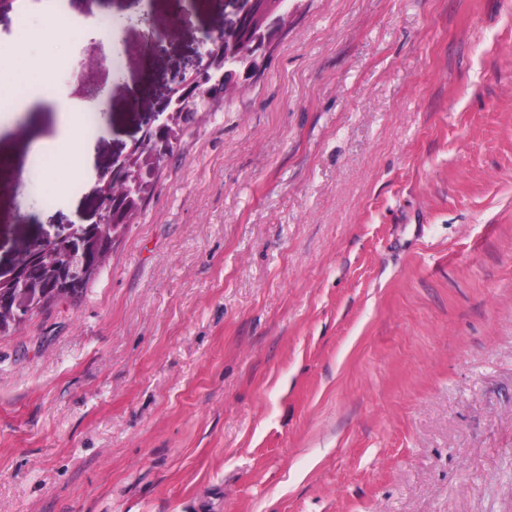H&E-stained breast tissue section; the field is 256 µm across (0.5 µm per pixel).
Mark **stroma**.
Instances as JSON below:
<instances>
[{
    "mask_svg": "<svg viewBox=\"0 0 512 512\" xmlns=\"http://www.w3.org/2000/svg\"><path fill=\"white\" fill-rule=\"evenodd\" d=\"M41 2L10 16L55 92L0 118V274L94 223L224 18L85 0L56 44ZM288 3L98 279L0 336V512H512V0ZM93 86L84 175L51 189L36 149Z\"/></svg>",
    "mask_w": 512,
    "mask_h": 512,
    "instance_id": "1",
    "label": "stroma"
}]
</instances>
